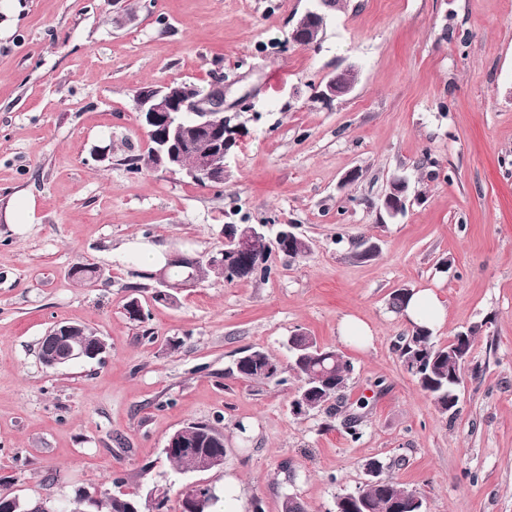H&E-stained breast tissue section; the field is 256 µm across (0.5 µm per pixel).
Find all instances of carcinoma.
Listing matches in <instances>:
<instances>
[{
  "label": "carcinoma",
  "mask_w": 512,
  "mask_h": 512,
  "mask_svg": "<svg viewBox=\"0 0 512 512\" xmlns=\"http://www.w3.org/2000/svg\"><path fill=\"white\" fill-rule=\"evenodd\" d=\"M292 258L304 257L306 253L288 252V243L274 239L262 243L254 253L238 260L242 265H250L244 277L266 278L271 270L269 259L272 250ZM466 346L456 345L452 339L443 345L434 340L433 332L420 326H413L411 333L403 337L398 345L400 358L408 372L415 378L419 387L432 398L435 407L442 415L454 416L458 412V389L463 382L465 367L468 363L475 340V329L465 333ZM69 344L77 351H95L107 349L106 342L95 331L75 326L73 335L68 337ZM290 353L288 365L283 366L270 355L259 349H246L235 362V372L240 378L253 382H286L283 374H291L299 383L317 375L318 370L328 368L319 390L313 395L311 409H319L332 399H339L352 371L350 362L338 350L321 345L315 337L305 331H297L287 339ZM189 447L166 453L167 459L179 473L196 470L200 458L224 456V435L216 427L203 423L189 427L183 434ZM359 498L366 501L371 512H421L423 504L412 505L416 492L403 487L390 477L381 483L370 481L356 491ZM136 499L127 493L117 492L101 500L90 495L86 489L74 493L73 508L80 512H130V505Z\"/></svg>",
  "instance_id": "cac0c4a2"
}]
</instances>
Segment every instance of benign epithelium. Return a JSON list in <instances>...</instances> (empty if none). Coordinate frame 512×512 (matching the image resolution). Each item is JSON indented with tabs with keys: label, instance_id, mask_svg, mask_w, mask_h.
Returning <instances> with one entry per match:
<instances>
[{
	"label": "benign epithelium",
	"instance_id": "1",
	"mask_svg": "<svg viewBox=\"0 0 512 512\" xmlns=\"http://www.w3.org/2000/svg\"><path fill=\"white\" fill-rule=\"evenodd\" d=\"M310 6L296 19L289 41L303 45L308 34L316 27H325L329 18L331 0H309ZM358 69L348 65L334 73L321 86L318 96L332 101L349 94L357 83ZM135 110L141 125L150 130L159 145L158 166L172 174L181 172V159L184 151L192 153L193 165L185 175L192 180L209 185L224 183V85L222 79L205 92L186 97L179 87L168 83L160 87L144 86L138 89L134 99ZM408 181L405 178L389 180L388 187L380 199V208L394 218L401 213L402 203L395 202L399 195H406ZM261 224L224 225V248L207 256H194L175 252L169 256V263L195 268L201 262L224 265L226 254L238 258L250 254L252 245L261 235ZM72 326L58 323L43 337V344L53 350L50 366L57 368L85 359L96 357L85 351H75L65 347V341ZM187 512H201L205 498L213 493L207 484H194L188 488Z\"/></svg>",
	"mask_w": 512,
	"mask_h": 512
}]
</instances>
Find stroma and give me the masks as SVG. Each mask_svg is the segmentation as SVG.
<instances>
[{"mask_svg": "<svg viewBox=\"0 0 512 512\" xmlns=\"http://www.w3.org/2000/svg\"><path fill=\"white\" fill-rule=\"evenodd\" d=\"M341 4L304 47L288 31L308 0H142L131 15L123 0H0V214L36 201L25 230L0 217V493L65 503L79 488L159 485L179 512L188 485L220 494L232 481L241 512L257 499L281 512L287 495L335 512L379 458L426 512H512V0ZM350 64L354 90L319 99ZM218 77L223 184L148 165L136 90ZM396 172L407 208L383 218ZM228 224L295 225L311 252L273 254L265 279L212 275L154 301L130 243L205 256ZM363 243L374 254L361 260ZM83 263L98 282L71 276ZM398 288L444 302L437 342L478 329L455 416L399 356L411 326L388 306ZM133 299L142 320L126 314ZM348 315L371 327L369 344L341 341ZM61 322L93 327L104 358L44 367L37 344ZM299 329L353 367L342 399L303 415L296 380L232 373L245 347L287 363ZM192 422L223 431L221 468L167 461L168 437Z\"/></svg>", "mask_w": 512, "mask_h": 512, "instance_id": "obj_1", "label": "stroma"}]
</instances>
